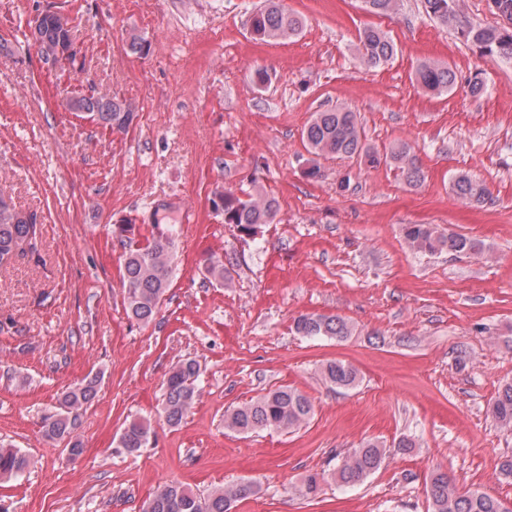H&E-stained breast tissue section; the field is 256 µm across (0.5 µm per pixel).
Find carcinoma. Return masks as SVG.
Listing matches in <instances>:
<instances>
[{
    "label": "carcinoma",
    "mask_w": 512,
    "mask_h": 512,
    "mask_svg": "<svg viewBox=\"0 0 512 512\" xmlns=\"http://www.w3.org/2000/svg\"><path fill=\"white\" fill-rule=\"evenodd\" d=\"M398 0H365L375 14L390 16L395 13ZM461 0H423L426 13L440 23L457 30L464 41L478 48L481 54L512 59V27H481L461 19ZM36 25L39 52L52 49L63 37L56 19L44 15ZM305 19L288 10L282 0H263L249 17V32L256 40L276 42L298 35ZM360 61L369 68H377L391 61L396 54L393 40L377 27L363 29L358 37ZM420 88L428 93L442 95L456 86L454 70L443 64L422 63L415 71ZM68 108L87 112L93 120L118 131L127 128L133 110L130 105L114 97L99 93L70 99ZM307 151L313 155L305 175L316 179L321 176L319 158L361 157L371 166L381 162L394 165L404 182L415 186L423 180V172L411 149L399 144L389 152H380L364 139L356 113L336 108L315 112L303 132ZM457 198L479 204L490 195L486 183L464 173L452 181ZM279 211L277 200L261 191L238 195L231 189L224 190V223L232 224L242 237H256L266 224L274 223ZM112 232L128 239L129 248L124 259L126 309L135 320L148 324L158 313L171 277L170 260L175 246L176 229L169 225L167 231L152 236L142 244L135 240L136 225L114 224ZM404 240L415 252L433 255L445 250L459 254L483 251L484 245L464 234L445 235L430 224H408ZM39 232L33 217L16 209L12 201L0 194V270L9 267L24 254L39 253ZM293 330L305 337L344 338L351 333L348 322L336 315L300 314L293 320ZM200 365L186 360L175 365L165 381L160 416L169 426L182 423L198 396L197 380ZM322 379L332 387L353 388L359 377L357 369L340 360L329 361L321 369ZM98 379H86L68 388L59 400L58 407L42 415L44 435L51 440H68L69 453H81V443L72 437L76 411L89 404L97 395ZM313 412L310 399L290 387H279L266 394L233 408L225 415L224 424L241 433L258 430H292L306 423ZM490 414L504 429L512 431V380L504 382L490 405ZM152 434L151 424L132 419L122 429L119 445L129 453L147 446ZM386 450L378 443L367 441L342 456L332 477L341 486H355L378 470ZM26 454L17 448L0 446V481L18 479L29 469ZM324 476L310 473L303 478L298 489L300 495L312 497L320 489ZM427 492L431 512H512V499L493 498L477 489H463L454 478L440 470L430 474ZM258 493L253 483L219 487L206 494H198L184 485L170 481L159 486L143 503L142 512H229L233 502Z\"/></svg>",
    "instance_id": "obj_1"
}]
</instances>
